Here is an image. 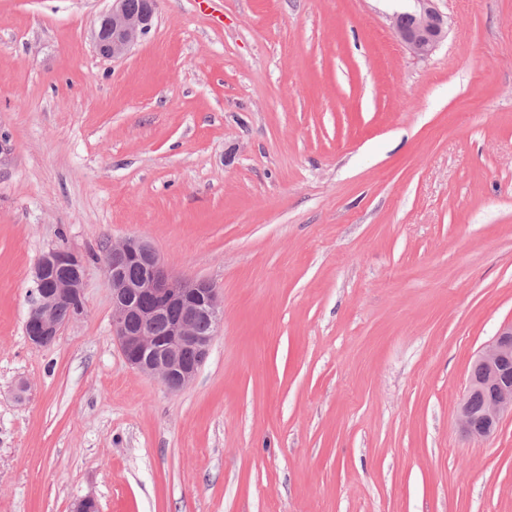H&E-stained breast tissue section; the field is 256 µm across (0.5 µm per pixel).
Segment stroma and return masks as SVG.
<instances>
[{"instance_id": "1", "label": "stroma", "mask_w": 512, "mask_h": 512, "mask_svg": "<svg viewBox=\"0 0 512 512\" xmlns=\"http://www.w3.org/2000/svg\"><path fill=\"white\" fill-rule=\"evenodd\" d=\"M0 0V512H512V417L457 406L512 320V0ZM217 288L178 392L112 336L106 244ZM87 264L84 315L24 332L31 271ZM112 8L102 13L94 30V44L99 55L119 59L151 30L156 11L155 0H111ZM130 1V2H129ZM414 2L410 11L396 12L392 26L396 36L409 50L427 57L447 35L445 23L435 7V0H409Z\"/></svg>"}]
</instances>
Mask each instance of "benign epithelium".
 Returning a JSON list of instances; mask_svg holds the SVG:
<instances>
[{"mask_svg": "<svg viewBox=\"0 0 512 512\" xmlns=\"http://www.w3.org/2000/svg\"><path fill=\"white\" fill-rule=\"evenodd\" d=\"M410 11L396 12L392 26L396 36L420 57L430 55L447 35L435 0H412ZM156 0H140L133 8L129 0H112V8L102 13L94 30L99 55L119 59L151 30ZM139 269L138 277L127 275V268ZM102 267L112 292V335L126 363L134 370L160 379L178 391L188 386L205 362L223 319V303L217 289L207 280L171 275L155 249L140 238H126L112 244L103 256ZM86 264L80 253L60 248L45 251L32 272L29 309L25 331L37 348L52 345L63 322L57 311L69 308V318L84 315V308L73 303L84 296ZM172 309L178 315L167 326V341L158 348L153 325ZM211 324L207 336L200 335L198 323ZM512 356V321L503 324L474 363L483 371L481 378H468L459 402L458 423L468 437L487 439L498 430L504 415H512V377L502 369L506 356ZM479 387L489 396L482 406L481 429H476L469 410L472 393Z\"/></svg>", "mask_w": 512, "mask_h": 512, "instance_id": "1", "label": "benign epithelium"}]
</instances>
